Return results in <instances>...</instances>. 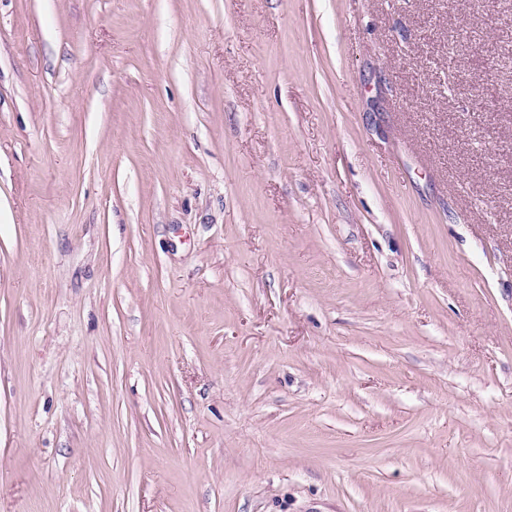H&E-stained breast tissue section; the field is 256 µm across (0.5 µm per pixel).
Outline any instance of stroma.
<instances>
[{"mask_svg":"<svg viewBox=\"0 0 512 512\" xmlns=\"http://www.w3.org/2000/svg\"><path fill=\"white\" fill-rule=\"evenodd\" d=\"M0 512H512V0H0Z\"/></svg>","mask_w":512,"mask_h":512,"instance_id":"35a3bbf8","label":"stroma"}]
</instances>
